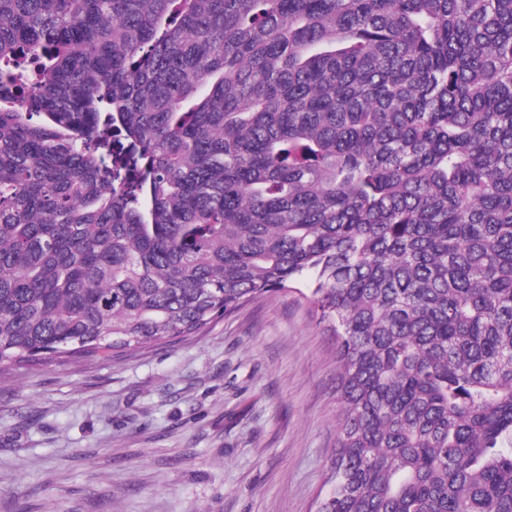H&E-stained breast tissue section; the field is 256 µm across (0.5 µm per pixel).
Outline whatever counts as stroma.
Here are the masks:
<instances>
[{
  "mask_svg": "<svg viewBox=\"0 0 512 512\" xmlns=\"http://www.w3.org/2000/svg\"><path fill=\"white\" fill-rule=\"evenodd\" d=\"M336 372L291 288L196 336L0 374V512H316Z\"/></svg>",
  "mask_w": 512,
  "mask_h": 512,
  "instance_id": "1",
  "label": "stroma"
}]
</instances>
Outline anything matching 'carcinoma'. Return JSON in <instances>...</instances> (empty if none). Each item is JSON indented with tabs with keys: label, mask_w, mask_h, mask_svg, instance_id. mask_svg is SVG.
<instances>
[{
	"label": "carcinoma",
	"mask_w": 512,
	"mask_h": 512,
	"mask_svg": "<svg viewBox=\"0 0 512 512\" xmlns=\"http://www.w3.org/2000/svg\"><path fill=\"white\" fill-rule=\"evenodd\" d=\"M0 374L302 283L318 512H512V0H0Z\"/></svg>",
	"instance_id": "1"
}]
</instances>
